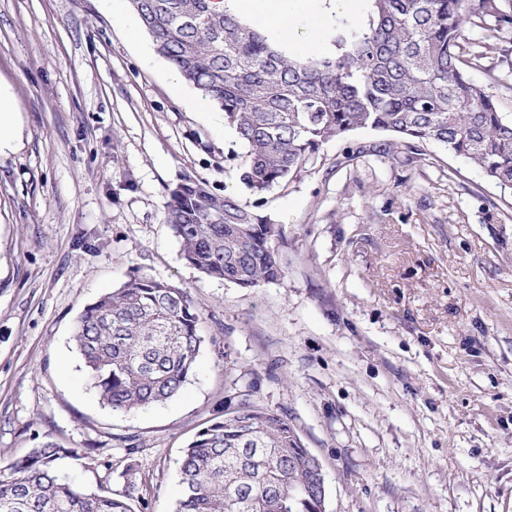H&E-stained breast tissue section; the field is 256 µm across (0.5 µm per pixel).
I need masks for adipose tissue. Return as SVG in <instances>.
<instances>
[{"mask_svg":"<svg viewBox=\"0 0 512 512\" xmlns=\"http://www.w3.org/2000/svg\"><path fill=\"white\" fill-rule=\"evenodd\" d=\"M354 0H220V8L230 10L240 17L261 19L275 40L296 56L330 50L327 32L333 17L351 13ZM311 11L310 26L313 38L298 42L293 38L297 9Z\"/></svg>","mask_w":512,"mask_h":512,"instance_id":"1","label":"adipose tissue"}]
</instances>
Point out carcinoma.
Returning <instances> with one entry per match:
<instances>
[{
  "mask_svg": "<svg viewBox=\"0 0 512 512\" xmlns=\"http://www.w3.org/2000/svg\"><path fill=\"white\" fill-rule=\"evenodd\" d=\"M129 3L155 49L224 112L245 148L240 180L253 201L191 176L169 189L165 221L183 259L209 277L241 288L284 279L273 247L280 229L259 214L264 194L357 129L439 143L512 189V118L466 74L483 59L466 35L473 17L512 41V6L501 0H372L366 25L338 23L335 51L305 58L215 0ZM201 321L187 290L146 275L87 304L73 340L100 402L131 411L176 396L195 372ZM81 456L40 442L0 470V512H131L62 475L59 462ZM310 463L288 419L246 401L184 448L174 512H322Z\"/></svg>",
  "mask_w": 512,
  "mask_h": 512,
  "instance_id": "obj_1",
  "label": "carcinoma"
}]
</instances>
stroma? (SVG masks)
Segmentation results:
<instances>
[{"mask_svg":"<svg viewBox=\"0 0 512 512\" xmlns=\"http://www.w3.org/2000/svg\"><path fill=\"white\" fill-rule=\"evenodd\" d=\"M470 36V78L512 117V48ZM148 40L108 0H0L17 106L0 151V467L48 437L85 449L61 463L85 490L173 512L183 449L247 397L319 458L326 512H512V189L440 144L359 129L265 195L284 280L207 277L180 256L168 192L187 175L242 191L244 148ZM136 272L190 292L205 342L176 397L121 413L72 334Z\"/></svg>","mask_w":512,"mask_h":512,"instance_id":"stroma-1","label":"stroma"}]
</instances>
